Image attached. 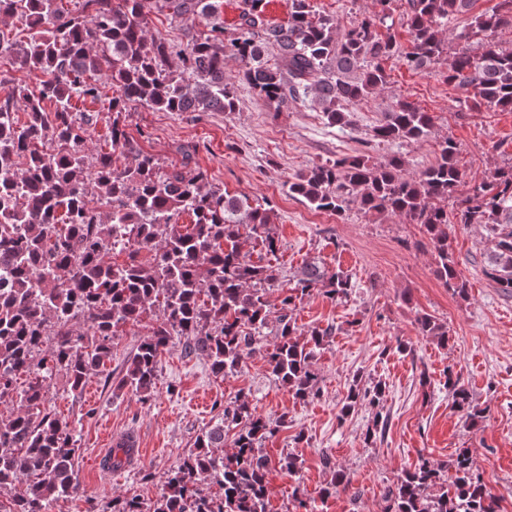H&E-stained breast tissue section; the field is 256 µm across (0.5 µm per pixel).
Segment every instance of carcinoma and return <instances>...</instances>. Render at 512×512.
Wrapping results in <instances>:
<instances>
[{
    "instance_id": "1",
    "label": "carcinoma",
    "mask_w": 512,
    "mask_h": 512,
    "mask_svg": "<svg viewBox=\"0 0 512 512\" xmlns=\"http://www.w3.org/2000/svg\"><path fill=\"white\" fill-rule=\"evenodd\" d=\"M340 31L335 16L316 11L312 0H288V19L267 16L269 0H241L235 35L210 22L219 0H79L70 11L63 0H0V66L26 73L0 97V400L20 392L21 408L0 416V512H50L61 499L81 494L75 473L77 448L69 423L44 407L45 385L62 372L70 390L81 391L88 375L112 356L121 327H137L155 305L161 318L132 351L118 388L146 398L154 389L162 353L178 340L200 352L215 376L237 371L258 350L291 395H317L312 361L328 343V329L309 337L290 315L296 301L319 288L336 300L355 284L344 271L310 261L294 287L283 291L276 319L277 341L263 347L269 323L268 289L279 280L274 266L252 262L247 246L259 241L274 254L279 239L274 209L231 197L200 170L168 167L127 132L129 106L162 112L238 110L235 81L224 76V59L240 63L238 80L275 111L290 105L323 114L328 124L348 123L350 109L376 97L388 83L385 63L399 57L413 70H428L448 53V24L469 12L472 0H406L399 17L410 34L401 50L390 18L392 0ZM205 23L175 52L148 35L150 15ZM25 33L8 29L9 23ZM512 27V0L473 18L461 37L469 45L454 52L444 77L477 103L512 111V48L484 41L488 32ZM107 71L115 88L103 145L87 142L99 113L78 104L100 98L95 75ZM25 103L18 112L14 101ZM434 134V118L413 103H392L370 133L377 143L417 142ZM436 160L406 173L398 155L365 152L316 163L294 173L288 195L310 208L345 218L351 206L364 215H386L422 225L433 248L435 275L464 298L468 282L457 270L448 239V200H457V223L482 224L493 232L496 251L490 276L512 295V166L489 181L460 192L456 145L438 143ZM129 162L115 165V156ZM191 218L181 224L182 215ZM128 246H110L117 227ZM142 251L152 261L138 259ZM128 254L123 264L112 255ZM83 322L91 330L76 331ZM419 332L448 345V330L423 315ZM454 406L473 426L483 419L459 378L448 375ZM385 385L353 387L340 418L366 402L380 404ZM234 451L218 455L229 431ZM272 422L245 399L224 405L217 421L199 434L194 448L169 471L153 505L135 497L112 501V512H268V475L277 467L295 473L297 457L274 462L261 448ZM444 465L426 459L403 471L388 489L389 512H499L498 500L473 470L461 448L451 462L452 481L440 483ZM207 481L220 496L202 493ZM24 490H16L17 485Z\"/></svg>"
}]
</instances>
